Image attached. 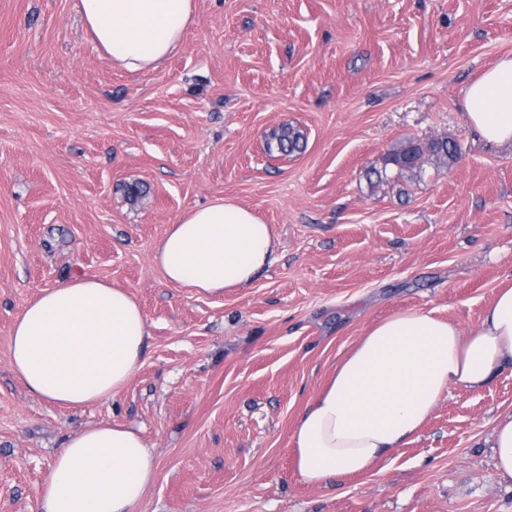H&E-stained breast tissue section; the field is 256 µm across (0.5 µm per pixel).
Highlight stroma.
<instances>
[{"mask_svg": "<svg viewBox=\"0 0 512 512\" xmlns=\"http://www.w3.org/2000/svg\"><path fill=\"white\" fill-rule=\"evenodd\" d=\"M77 3L0 0V512H40L57 450L103 422L159 459L141 512H512L489 448L511 368L450 390L364 475L306 485L290 441L374 322L433 310L466 332L512 286V147L465 109L512 54V0H196L182 50L138 73L101 56ZM284 124L302 153L268 154ZM440 137L453 162L371 189L396 143ZM218 196L280 245L250 286L208 297L154 254ZM81 276L126 289L151 336L119 395L66 410L26 391L10 339L28 302Z\"/></svg>", "mask_w": 512, "mask_h": 512, "instance_id": "1", "label": "stroma"}]
</instances>
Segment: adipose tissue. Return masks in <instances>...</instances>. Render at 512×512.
Returning a JSON list of instances; mask_svg holds the SVG:
<instances>
[{"instance_id": "ef3b65f1", "label": "adipose tissue", "mask_w": 512, "mask_h": 512, "mask_svg": "<svg viewBox=\"0 0 512 512\" xmlns=\"http://www.w3.org/2000/svg\"><path fill=\"white\" fill-rule=\"evenodd\" d=\"M103 57L130 72L179 51L194 0H79ZM468 122L486 142L512 146V56L498 59L465 96ZM279 238L251 210L218 197L168 226L155 261L171 283L220 295L249 286L273 261ZM150 332L136 300L94 277L45 289L17 316L11 362L25 388L75 409L119 395ZM512 368V288L497 293L478 324L461 332L434 311L375 323L337 363L291 432L305 483L361 474L409 443L450 389L479 391ZM158 463L137 430L98 424L69 436L41 491L42 512H140Z\"/></svg>"}]
</instances>
